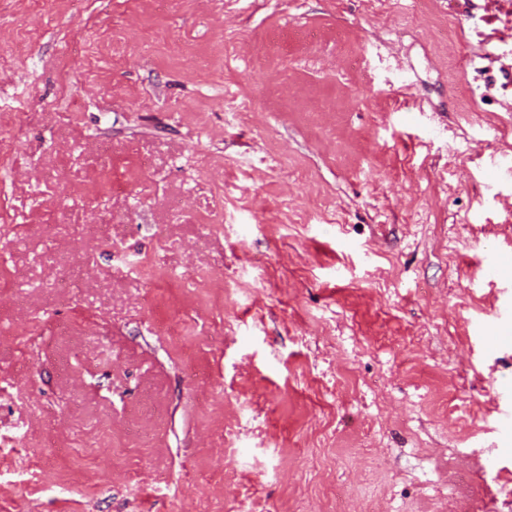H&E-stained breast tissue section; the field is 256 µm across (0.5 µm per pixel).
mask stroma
<instances>
[{"instance_id":"stroma-1","label":"stroma","mask_w":512,"mask_h":512,"mask_svg":"<svg viewBox=\"0 0 512 512\" xmlns=\"http://www.w3.org/2000/svg\"><path fill=\"white\" fill-rule=\"evenodd\" d=\"M0 512H512V0H0ZM503 253L494 252L487 255L484 263V271L487 280L504 286L505 290L512 288V272L508 264L501 262ZM448 482L455 488V495L452 500L448 502V512L467 511L468 508L465 502L471 496V486L461 479L455 466L448 469Z\"/></svg>"}]
</instances>
